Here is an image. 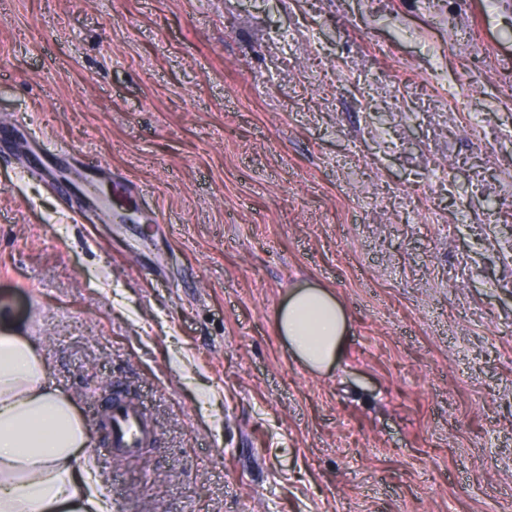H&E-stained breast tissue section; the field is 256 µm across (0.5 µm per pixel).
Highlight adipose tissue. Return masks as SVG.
Wrapping results in <instances>:
<instances>
[{
  "instance_id": "ef3b65f1",
  "label": "adipose tissue",
  "mask_w": 512,
  "mask_h": 512,
  "mask_svg": "<svg viewBox=\"0 0 512 512\" xmlns=\"http://www.w3.org/2000/svg\"><path fill=\"white\" fill-rule=\"evenodd\" d=\"M0 306V512H112L83 450L89 429L60 390L35 341L8 331ZM280 336L312 370L338 360L346 315L323 288H293L276 317Z\"/></svg>"
}]
</instances>
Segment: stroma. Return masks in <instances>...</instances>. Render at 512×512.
<instances>
[{
	"label": "stroma",
	"instance_id": "stroma-1",
	"mask_svg": "<svg viewBox=\"0 0 512 512\" xmlns=\"http://www.w3.org/2000/svg\"><path fill=\"white\" fill-rule=\"evenodd\" d=\"M2 125L0 304L113 512H512V0H0ZM35 134L164 223L75 217ZM301 283L324 373L275 328ZM55 158L49 149L46 148L44 141L35 140L29 144L28 157L25 163L27 171L34 176H41V166L49 167L50 161ZM276 327L292 353L312 370L329 367L342 354L346 315L324 288H293L278 312ZM105 418L115 458H134L146 443L154 440V429L145 413L131 399L113 400L106 409Z\"/></svg>",
	"mask_w": 512,
	"mask_h": 512
}]
</instances>
